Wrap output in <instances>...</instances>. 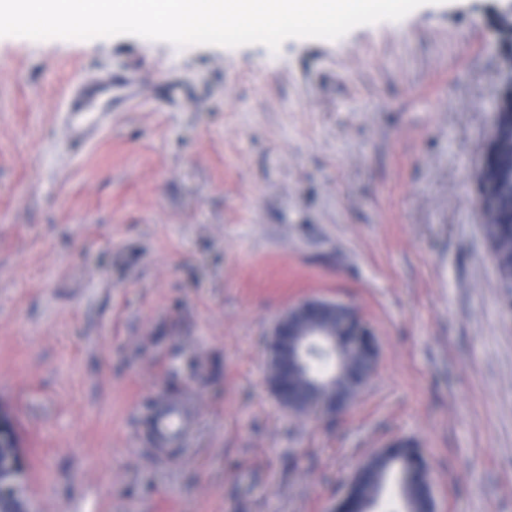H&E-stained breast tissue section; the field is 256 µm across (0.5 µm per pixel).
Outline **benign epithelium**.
I'll return each instance as SVG.
<instances>
[{
    "label": "benign epithelium",
    "instance_id": "1",
    "mask_svg": "<svg viewBox=\"0 0 512 512\" xmlns=\"http://www.w3.org/2000/svg\"><path fill=\"white\" fill-rule=\"evenodd\" d=\"M504 153L512 157V76L502 85L496 99L491 135L476 174L478 205L488 224L512 223V217H506L499 206L504 185L512 187V166L505 170L496 165ZM341 309L351 314L353 335L366 337V342L342 344L336 327L327 319V315ZM373 336L370 326L346 304L311 297L290 305L270 330L265 365L269 388L289 413L326 416L343 412L367 383L365 378L351 376L350 355L362 348L372 360H377ZM319 357L328 362V370L322 378L314 379L305 368ZM0 447V497H10L17 503L14 512H35L28 497L25 454L15 418L1 404Z\"/></svg>",
    "mask_w": 512,
    "mask_h": 512
}]
</instances>
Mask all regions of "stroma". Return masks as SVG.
<instances>
[{"label": "stroma", "mask_w": 512, "mask_h": 512, "mask_svg": "<svg viewBox=\"0 0 512 512\" xmlns=\"http://www.w3.org/2000/svg\"><path fill=\"white\" fill-rule=\"evenodd\" d=\"M500 0L336 40L180 48L0 37V403L39 512H329L409 439L436 512H512V303L475 174ZM135 71L70 152L75 76ZM324 297L378 360L333 420L271 394L274 318ZM190 421L157 436L161 407Z\"/></svg>", "instance_id": "1"}]
</instances>
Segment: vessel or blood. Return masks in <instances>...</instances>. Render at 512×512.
I'll list each match as a JSON object with an SVG mask.
<instances>
[{"label":"vessel or blood","mask_w":512,"mask_h":512,"mask_svg":"<svg viewBox=\"0 0 512 512\" xmlns=\"http://www.w3.org/2000/svg\"><path fill=\"white\" fill-rule=\"evenodd\" d=\"M134 80L132 72L106 69L72 85L61 112L65 140L75 144L91 143L110 123L114 90L127 87ZM186 422L184 409L173 407L157 418L156 428L162 435L175 438L181 435Z\"/></svg>","instance_id":"b4317fda"}]
</instances>
